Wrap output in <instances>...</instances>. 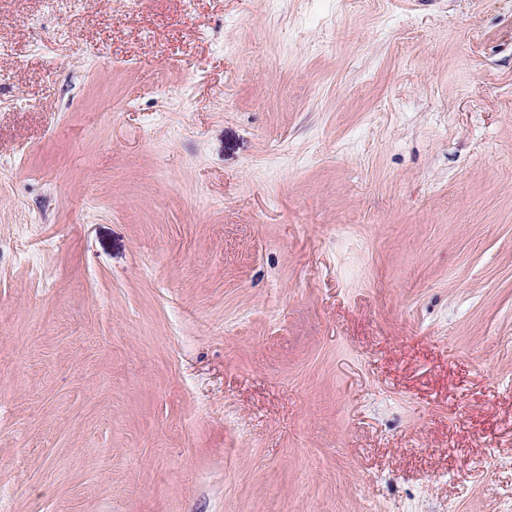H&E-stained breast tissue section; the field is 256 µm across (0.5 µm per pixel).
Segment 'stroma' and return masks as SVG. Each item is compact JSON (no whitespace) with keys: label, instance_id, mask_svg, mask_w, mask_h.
<instances>
[{"label":"stroma","instance_id":"stroma-1","mask_svg":"<svg viewBox=\"0 0 512 512\" xmlns=\"http://www.w3.org/2000/svg\"><path fill=\"white\" fill-rule=\"evenodd\" d=\"M0 42V512H512V0Z\"/></svg>","mask_w":512,"mask_h":512}]
</instances>
